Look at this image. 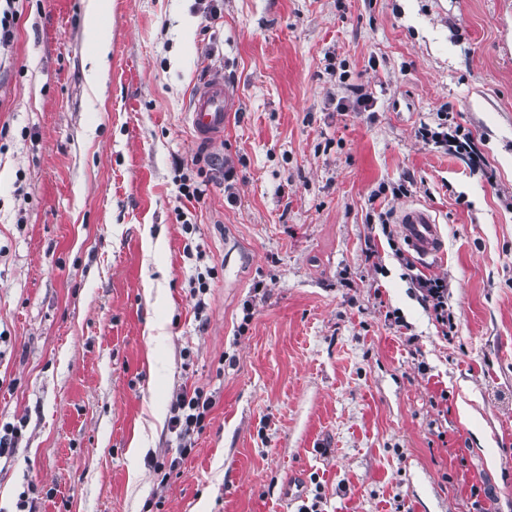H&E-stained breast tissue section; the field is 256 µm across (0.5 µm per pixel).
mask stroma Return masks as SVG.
Masks as SVG:
<instances>
[{
	"label": "stroma",
	"instance_id": "1",
	"mask_svg": "<svg viewBox=\"0 0 512 512\" xmlns=\"http://www.w3.org/2000/svg\"><path fill=\"white\" fill-rule=\"evenodd\" d=\"M85 3L0 47V512H512V0H107L99 89ZM441 112L484 172L416 138ZM413 203L449 339L379 223ZM228 93L224 73L211 71L196 87L189 121L198 146L223 140L224 125L228 119ZM421 301L438 325L442 336H455L457 323L454 312L448 307V280L443 277L410 276ZM213 407L211 397H206L200 390L194 389L193 392H182L176 396L172 404V417L170 418L171 429L176 433L179 439V448L182 455L192 450L190 442L189 447L184 440L190 438L195 430L198 432L203 428V422L206 415Z\"/></svg>",
	"mask_w": 512,
	"mask_h": 512
}]
</instances>
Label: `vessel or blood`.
<instances>
[{"instance_id": "b4317fda", "label": "vessel or blood", "mask_w": 512, "mask_h": 512, "mask_svg": "<svg viewBox=\"0 0 512 512\" xmlns=\"http://www.w3.org/2000/svg\"><path fill=\"white\" fill-rule=\"evenodd\" d=\"M228 119V93L221 71H211L196 87L189 121L195 141L207 145L223 139ZM407 241L422 257L441 254L444 248L437 224L429 210L422 206L403 208L398 217Z\"/></svg>"}]
</instances>
